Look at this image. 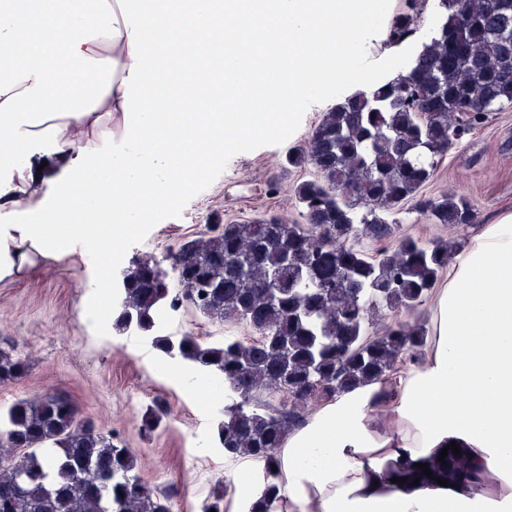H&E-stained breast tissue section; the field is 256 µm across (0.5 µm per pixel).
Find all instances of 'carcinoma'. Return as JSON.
<instances>
[{
    "mask_svg": "<svg viewBox=\"0 0 512 512\" xmlns=\"http://www.w3.org/2000/svg\"><path fill=\"white\" fill-rule=\"evenodd\" d=\"M428 0H401L386 45L414 36ZM512 0H437L421 50L393 78L345 97L324 113L288 161L311 167L293 195L304 223L270 214L213 224L162 259L133 257L112 302V330L134 331L168 361L191 364L224 384L223 417L212 442L229 458L262 465L248 512H277L280 452L288 432L337 394L417 361L427 341L422 317L448 247L401 233L395 215L413 209L437 224L474 226L471 201L419 190L439 160L489 114L512 105ZM373 248L368 250L363 241ZM278 276L276 297L266 285ZM204 315L243 323L246 337L207 343L162 333L168 308L186 298ZM27 364L0 350V383ZM279 396L273 406L259 398ZM0 447L23 457L0 461V512H171L136 472L133 451L79 418L68 398L19 400L0 414ZM438 473L489 484L448 452Z\"/></svg>",
    "mask_w": 512,
    "mask_h": 512,
    "instance_id": "cac0c4a2",
    "label": "carcinoma"
}]
</instances>
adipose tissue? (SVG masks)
I'll list each match as a JSON object with an SVG mask.
<instances>
[{
    "label": "adipose tissue",
    "mask_w": 512,
    "mask_h": 512,
    "mask_svg": "<svg viewBox=\"0 0 512 512\" xmlns=\"http://www.w3.org/2000/svg\"><path fill=\"white\" fill-rule=\"evenodd\" d=\"M390 18V0H0V279L110 252L230 129L273 130L331 80L374 86L362 47ZM453 442L493 485L421 480ZM281 466L285 512H512V212L449 258L420 362L324 403Z\"/></svg>",
    "instance_id": "adipose-tissue-1"
}]
</instances>
